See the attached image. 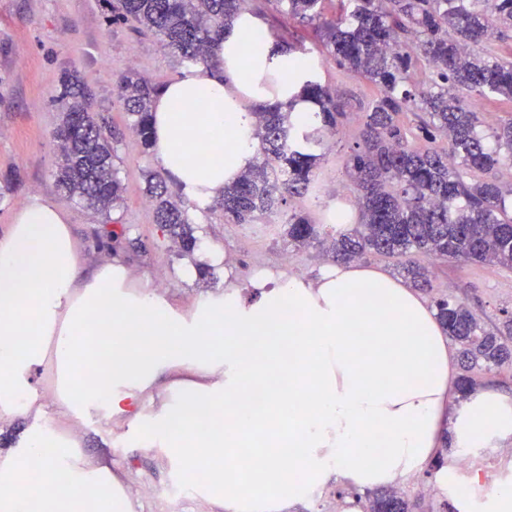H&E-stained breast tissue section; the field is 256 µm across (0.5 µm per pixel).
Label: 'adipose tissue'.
Segmentation results:
<instances>
[{
  "instance_id": "ef3b65f1",
  "label": "adipose tissue",
  "mask_w": 512,
  "mask_h": 512,
  "mask_svg": "<svg viewBox=\"0 0 512 512\" xmlns=\"http://www.w3.org/2000/svg\"><path fill=\"white\" fill-rule=\"evenodd\" d=\"M215 55L220 71L184 67L151 110V155L201 216L256 161L251 105L287 102L280 81L305 67L245 11ZM82 268L61 202L30 198L0 235V423L30 419L0 448V512H136L111 460L86 461L64 428L95 417L123 422L124 443L157 452L215 512H292L332 481L405 483L448 433L458 448L512 445V399L490 387L459 399L434 309L388 273L355 262L310 279L262 271L252 299L227 295L186 316L155 289L130 291L121 260L89 278ZM49 361L45 402L35 377ZM171 372L210 410L195 436L180 405L144 410ZM226 455L237 465L215 467Z\"/></svg>"
}]
</instances>
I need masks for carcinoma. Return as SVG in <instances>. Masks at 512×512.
Returning a JSON list of instances; mask_svg holds the SVG:
<instances>
[{
	"instance_id": "obj_1",
	"label": "carcinoma",
	"mask_w": 512,
	"mask_h": 512,
	"mask_svg": "<svg viewBox=\"0 0 512 512\" xmlns=\"http://www.w3.org/2000/svg\"><path fill=\"white\" fill-rule=\"evenodd\" d=\"M321 2L287 0L288 19L313 26L328 57L379 90L356 128V145L345 163L361 222L336 231L329 247L332 259L397 256L403 259L402 275L425 291L430 279L419 254L512 269V186L499 179L501 169L512 167V116L487 133L473 103L476 95L512 102V61L491 49L494 31L512 28V0H340L333 19L321 13ZM246 3L117 0L112 20L131 19L183 60L216 68L215 41ZM420 59L432 68V81L410 87V71ZM307 70L301 94L253 112L258 157L215 203L225 222L252 224L279 204L308 195L317 182L324 137L350 124L346 103L316 80L313 61ZM116 88L129 129L146 152L150 109L159 87L128 73ZM58 100L56 184L68 199L108 216L124 192L116 167L117 136L107 119L92 111L91 94L78 76L63 74ZM297 102L310 112V125L302 131L292 121ZM406 112L418 113L424 142L408 141L399 122ZM474 171L481 173L477 180L468 177ZM147 183L156 223L181 255H192L199 240L188 222L185 200L173 198L159 173L148 174ZM285 224L289 240L297 245L308 246L320 236L318 225L304 212L288 213ZM98 242L112 250L135 249L127 226L117 221L102 226ZM435 308L466 371L461 392L473 386L468 372L491 373L512 364V315L488 328L461 301L441 297ZM366 498L368 512L416 508L394 489L369 492Z\"/></svg>"
}]
</instances>
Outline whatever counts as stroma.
I'll return each instance as SVG.
<instances>
[{
	"mask_svg": "<svg viewBox=\"0 0 512 512\" xmlns=\"http://www.w3.org/2000/svg\"><path fill=\"white\" fill-rule=\"evenodd\" d=\"M251 12L274 36L301 42L310 56L320 61L318 80L343 94L349 109L362 111L374 99L377 88L324 59L311 28L288 22L283 0H250ZM104 0H0V233L8 229L14 213L29 198L61 199L54 171L56 144L53 132L60 122L55 97L63 73H77L87 85L94 103L113 126L123 130L117 146V166L124 185L119 208L104 216L76 202H69L71 229L77 239L86 270L112 259L99 245L97 232L106 217L126 224L131 237L141 239L139 253H122L133 284H157L166 280L163 294L182 313H191L206 299L224 295L236 285L239 296H249L248 284L262 268L300 272L311 277L325 265L320 248H300L289 241L283 227L268 229L264 221L228 224L220 209H212L206 223L196 225V235L208 249L233 256V263L213 267L210 282H202L199 265L208 263L206 251L178 255L166 232L155 221L146 195V175L159 166L143 153L137 139L126 133L127 116L115 94L119 78L134 70L162 86L175 78L184 62L165 49L157 37L139 32L135 22H110ZM353 142L351 135L325 139L318 170V194L289 200L287 210H302L318 224L336 200L353 203L348 190L344 158ZM431 289L427 300L448 297L465 302L488 326L512 312V270L488 265H460L427 259ZM85 457L97 459L111 453L112 468L119 472L128 492L142 504L141 512H158L157 497L174 502L177 512H208L205 505L173 491L167 469L154 452L117 442L118 425L99 420L72 427ZM397 490L406 498H421L419 512H489L475 498H447L434 476L417 475Z\"/></svg>",
	"mask_w": 512,
	"mask_h": 512,
	"instance_id": "obj_1",
	"label": "stroma"
}]
</instances>
